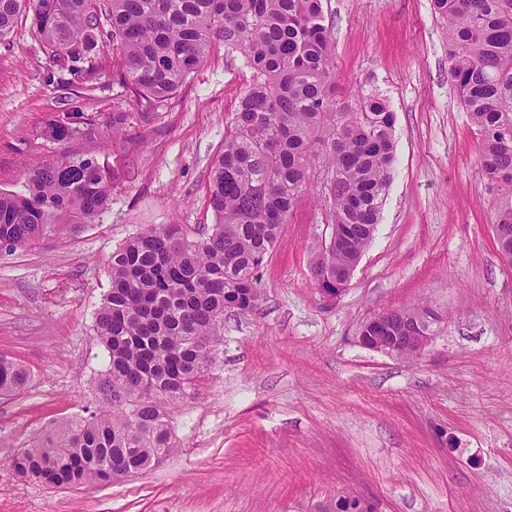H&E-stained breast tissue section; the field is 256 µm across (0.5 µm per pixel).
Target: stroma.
Here are the masks:
<instances>
[{"label": "stroma", "mask_w": 512, "mask_h": 512, "mask_svg": "<svg viewBox=\"0 0 512 512\" xmlns=\"http://www.w3.org/2000/svg\"><path fill=\"white\" fill-rule=\"evenodd\" d=\"M341 94L387 101L395 162L374 239L345 291L310 271L324 225L303 200L257 273L256 311L228 309L194 396L169 413L179 449L108 485L57 488L16 474L33 437L84 415L105 370L95 317L120 245L162 224H213L209 170L249 71L206 62L117 137L55 141L67 90L31 15L0 42V191L56 154L90 153L113 176L108 210L74 237L0 255V356L28 368L0 396V512H316L357 495L374 512H512V267L500 257L478 144L448 79L431 0H323ZM82 97L105 123L133 111L119 58ZM430 306L435 334L412 361L368 350L363 322Z\"/></svg>", "instance_id": "stroma-1"}]
</instances>
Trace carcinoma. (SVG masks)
Here are the masks:
<instances>
[{
    "mask_svg": "<svg viewBox=\"0 0 512 512\" xmlns=\"http://www.w3.org/2000/svg\"><path fill=\"white\" fill-rule=\"evenodd\" d=\"M60 71L87 84L99 43L112 44L120 78L149 120L204 64L212 46L250 70L210 169L214 224L153 227L110 260L111 288L96 316L108 354L100 403L32 441L13 460L24 477L56 486L107 483L163 465L177 451L168 409L195 390L212 363L224 310L257 309L255 273L299 203L316 199L333 236L312 269L331 295L371 244L395 160V116L371 95L359 107L336 95V56L323 0H0V39L27 6ZM446 22L448 74L479 145L499 248L512 266V0H433ZM132 113L114 112L117 136ZM45 129L54 139L94 132L80 96ZM112 177L97 159L63 153L0 192V250L75 236L108 208ZM381 313L367 336L416 326L422 310ZM28 370L0 356V395L28 384ZM321 512H371L339 497Z\"/></svg>",
    "mask_w": 512,
    "mask_h": 512,
    "instance_id": "1",
    "label": "carcinoma"
}]
</instances>
